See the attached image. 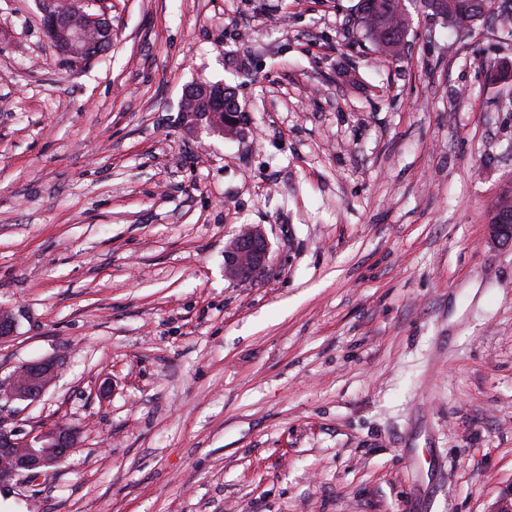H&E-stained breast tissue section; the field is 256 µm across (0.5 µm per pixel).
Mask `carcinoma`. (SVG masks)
Instances as JSON below:
<instances>
[{"label": "carcinoma", "instance_id": "carcinoma-1", "mask_svg": "<svg viewBox=\"0 0 512 512\" xmlns=\"http://www.w3.org/2000/svg\"><path fill=\"white\" fill-rule=\"evenodd\" d=\"M432 15L440 16L454 28L468 30L476 22L495 13L496 0H446L448 9L441 8L440 0H422ZM355 22L379 53L400 57L412 17L400 7V0H357Z\"/></svg>", "mask_w": 512, "mask_h": 512}]
</instances>
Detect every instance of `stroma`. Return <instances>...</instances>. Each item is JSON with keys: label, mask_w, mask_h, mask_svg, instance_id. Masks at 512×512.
<instances>
[{"label": "stroma", "mask_w": 512, "mask_h": 512, "mask_svg": "<svg viewBox=\"0 0 512 512\" xmlns=\"http://www.w3.org/2000/svg\"><path fill=\"white\" fill-rule=\"evenodd\" d=\"M356 0H91L58 53L0 0V374H60L0 423L74 452L0 512H497L512 493V62L421 0L375 52ZM233 87L234 137L183 112ZM270 244L224 275L245 225ZM90 1H77L76 12L64 11L59 6V1L48 2V8L44 12V26L51 40L54 42L60 54L75 61L94 57L99 54L102 43L112 42V25L105 17L97 16L85 10ZM102 20L98 35L96 27ZM90 33H95L91 38ZM224 97L228 98L229 101L237 102L238 100L235 90L224 86L223 83L199 84L186 88L183 94V101H190L193 104L196 102H202L205 106V112H199L198 114L202 119H207L210 124L217 126L220 124V121L219 119L212 117L210 107L214 102L224 101ZM269 254L261 228L245 227L224 248V273L232 280L254 278L265 269Z\"/></svg>", "instance_id": "1"}]
</instances>
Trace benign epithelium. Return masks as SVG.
I'll return each instance as SVG.
<instances>
[{
    "mask_svg": "<svg viewBox=\"0 0 512 512\" xmlns=\"http://www.w3.org/2000/svg\"><path fill=\"white\" fill-rule=\"evenodd\" d=\"M87 0H79L76 13L64 11L51 0L44 12V26L60 54L75 61L99 54L103 43L112 42L111 23H100L99 16L85 10ZM237 101L234 89L217 84H199L186 88L183 101L200 102L205 111L200 116L227 135L236 134L237 118L226 112L224 121L212 117L211 104ZM490 236L503 245L512 244V226L489 225ZM270 247L260 227H245L224 248V273L232 280L251 279L265 269ZM59 366L51 360L26 362L0 377V403L39 399L58 376ZM75 448L74 432L63 426L30 432L24 436L0 423V482L24 476L35 479L57 466Z\"/></svg>",
    "mask_w": 512,
    "mask_h": 512,
    "instance_id": "7a95c632",
    "label": "benign epithelium"
}]
</instances>
